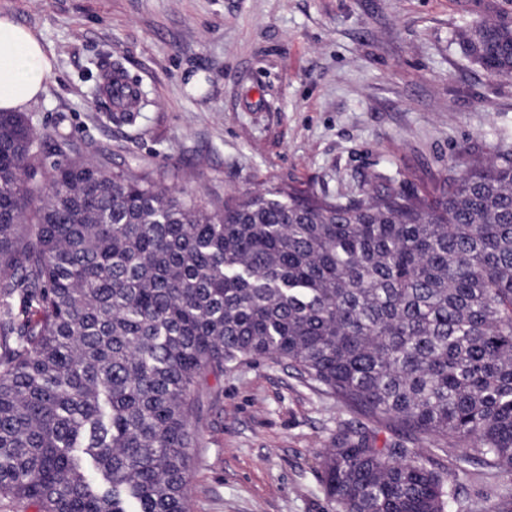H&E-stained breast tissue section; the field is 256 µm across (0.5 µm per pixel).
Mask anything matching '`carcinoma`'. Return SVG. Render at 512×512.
<instances>
[{"mask_svg": "<svg viewBox=\"0 0 512 512\" xmlns=\"http://www.w3.org/2000/svg\"><path fill=\"white\" fill-rule=\"evenodd\" d=\"M458 44L511 76L512 0ZM98 90L135 123L138 83L114 68ZM82 151L63 117L40 133L0 112V498L189 512L196 390L246 359L512 474L511 145L446 189L273 186L214 208ZM321 468L335 512H454L428 459L361 427Z\"/></svg>", "mask_w": 512, "mask_h": 512, "instance_id": "cac0c4a2", "label": "carcinoma"}]
</instances>
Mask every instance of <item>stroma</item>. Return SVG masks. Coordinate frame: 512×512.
Returning a JSON list of instances; mask_svg holds the SVG:
<instances>
[{
    "label": "stroma",
    "instance_id": "1",
    "mask_svg": "<svg viewBox=\"0 0 512 512\" xmlns=\"http://www.w3.org/2000/svg\"><path fill=\"white\" fill-rule=\"evenodd\" d=\"M480 0H0L54 57L34 127L66 115L82 160L152 174L169 191L225 195L292 184L332 196L439 186L512 140V77L468 61L457 37ZM121 66L148 102L117 125L96 91ZM190 512H332L322 448L348 425L431 456L462 508L502 512L512 475L360 421L287 363L208 378Z\"/></svg>",
    "mask_w": 512,
    "mask_h": 512
}]
</instances>
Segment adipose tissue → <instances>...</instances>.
<instances>
[{
  "mask_svg": "<svg viewBox=\"0 0 512 512\" xmlns=\"http://www.w3.org/2000/svg\"><path fill=\"white\" fill-rule=\"evenodd\" d=\"M54 60L39 36L0 16V112H19L45 90Z\"/></svg>",
  "mask_w": 512,
  "mask_h": 512,
  "instance_id": "adipose-tissue-1",
  "label": "adipose tissue"
}]
</instances>
